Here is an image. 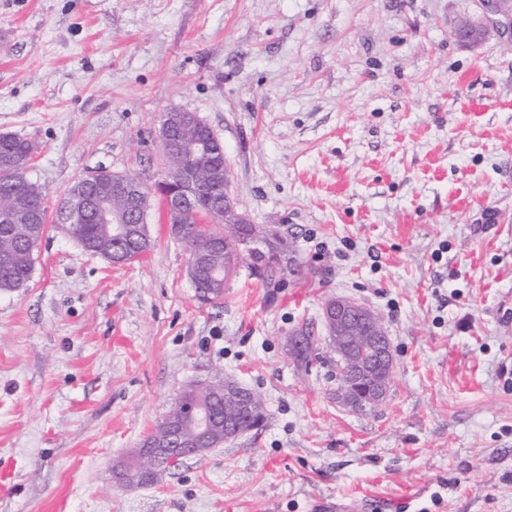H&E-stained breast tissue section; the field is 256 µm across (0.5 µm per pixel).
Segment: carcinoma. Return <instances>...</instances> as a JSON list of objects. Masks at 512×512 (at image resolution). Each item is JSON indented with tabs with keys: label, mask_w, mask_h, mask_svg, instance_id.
<instances>
[{
	"label": "carcinoma",
	"mask_w": 512,
	"mask_h": 512,
	"mask_svg": "<svg viewBox=\"0 0 512 512\" xmlns=\"http://www.w3.org/2000/svg\"><path fill=\"white\" fill-rule=\"evenodd\" d=\"M35 151V142L26 137L13 134L8 139H0V255L10 254L8 264H0L1 293L14 292L28 284L35 254L48 227L43 187L26 171ZM166 158L169 166L180 162L192 166L203 160L178 144L171 145V153ZM113 228L114 225L101 224L90 214L65 225L68 235L86 251L108 262L112 261ZM253 229L252 224L224 223V210L216 204L214 195L207 194L200 197L195 209L173 233L174 238L187 246L189 262L193 263V278L211 290L212 299L224 296L225 288L243 267L250 274L277 285L296 271L294 243L275 228L264 227L263 251L238 250L234 239L250 235ZM288 341L295 342V348L291 349L294 360L304 367L309 366L315 344L311 332L299 329L289 336ZM227 386L241 392L243 400L250 405L245 427L251 431L261 426L267 414L263 399L225 374L204 385L188 386L184 395L172 403L167 418L156 425L153 433L166 434L168 417L174 416L178 419V431L184 442L205 447L197 418L190 411L195 407L204 409L216 426L224 427V416L231 409V403L224 401Z\"/></svg>",
	"instance_id": "1"
}]
</instances>
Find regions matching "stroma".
Segmentation results:
<instances>
[{"label":"stroma","mask_w":512,"mask_h":512,"mask_svg":"<svg viewBox=\"0 0 512 512\" xmlns=\"http://www.w3.org/2000/svg\"><path fill=\"white\" fill-rule=\"evenodd\" d=\"M476 0H0V132L36 139L47 233L0 293V512H512V35ZM224 144L251 223L293 239L279 286L201 303L161 201L119 266L60 227L100 167L161 179L162 113ZM382 313L395 367L334 396L326 298ZM316 338L309 370L286 341ZM233 375L268 419L124 488L116 463L190 384Z\"/></svg>","instance_id":"35a3bbf8"}]
</instances>
